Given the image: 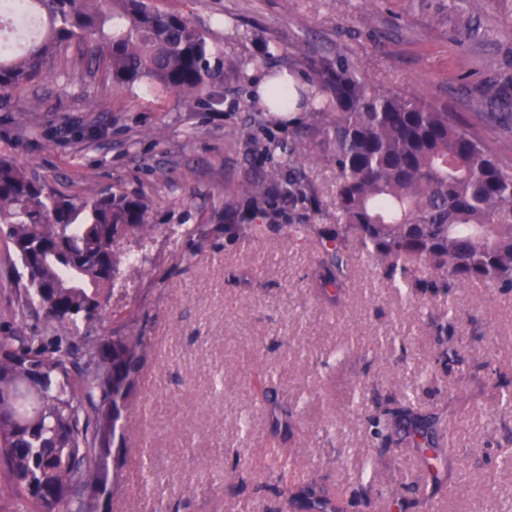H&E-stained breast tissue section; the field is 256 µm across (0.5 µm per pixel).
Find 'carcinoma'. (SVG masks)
Returning a JSON list of instances; mask_svg holds the SVG:
<instances>
[{
    "instance_id": "cac0c4a2",
    "label": "carcinoma",
    "mask_w": 512,
    "mask_h": 512,
    "mask_svg": "<svg viewBox=\"0 0 512 512\" xmlns=\"http://www.w3.org/2000/svg\"><path fill=\"white\" fill-rule=\"evenodd\" d=\"M41 35L16 55L0 49V102L52 73L74 47L90 76L103 71L117 90L146 86L177 95L191 110L224 103V83L245 79L224 64L209 30L152 0H25ZM281 44L264 41L254 60L271 77L259 136L252 127L228 143L278 164L253 166L224 184V223L275 224L310 236L319 255L314 287L336 303L346 286L351 243L384 268L390 287L445 291L482 282L512 291V166L500 164L466 124L412 94L370 84L340 53L305 56L318 92L273 71ZM478 118L512 133V94L471 97ZM336 172L333 212L320 213L313 166ZM154 202L139 192L77 199L46 189L26 168L0 156V236L12 251L0 283L14 325L0 336V480L13 512H90L108 482V457L138 370L142 337L106 336L92 322L122 267L134 261L114 240L154 235ZM86 324L82 332L71 327ZM376 438L411 448L437 491L453 477L452 453L437 446L439 420L402 405L367 416ZM283 512H339L317 480L281 492Z\"/></svg>"
}]
</instances>
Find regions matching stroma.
<instances>
[{
	"mask_svg": "<svg viewBox=\"0 0 512 512\" xmlns=\"http://www.w3.org/2000/svg\"><path fill=\"white\" fill-rule=\"evenodd\" d=\"M208 28L246 81L224 87L219 110H191L174 94L119 91L103 74L80 78L71 60L14 91L0 109V154L55 191L91 197L138 190L156 202L148 249L110 289L93 326L140 336L139 371L124 401L126 447H112L111 495L98 512H279L278 481L316 477L352 501L351 512H499L512 502V406L492 378L512 383V293L476 283L449 294L396 292L358 245L346 294L324 302L311 286L317 250L268 226L212 218L224 184L250 163L227 144L261 122L250 67L263 39L284 51L273 67L304 74L309 52L359 62L373 85L442 107L512 165V136L475 124L470 91L512 80V0L463 11L456 0H156ZM234 25H225V18ZM102 130L98 139L80 129ZM273 376L290 420L260 402ZM425 416L456 411L459 465L449 488L427 500L411 449L383 447L364 419L404 400ZM247 430H240V419ZM240 460L243 483H217Z\"/></svg>",
	"mask_w": 512,
	"mask_h": 512,
	"instance_id": "obj_1",
	"label": "stroma"
}]
</instances>
